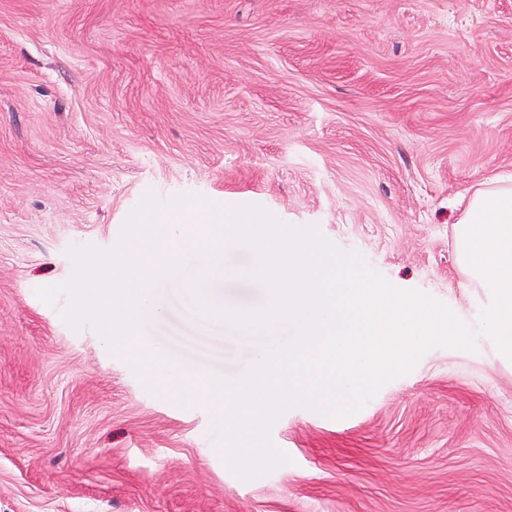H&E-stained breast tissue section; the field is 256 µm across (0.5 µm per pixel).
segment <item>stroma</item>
<instances>
[{"label": "stroma", "mask_w": 512, "mask_h": 512, "mask_svg": "<svg viewBox=\"0 0 512 512\" xmlns=\"http://www.w3.org/2000/svg\"><path fill=\"white\" fill-rule=\"evenodd\" d=\"M512 173V0H0V512H512V364L436 348L346 417L293 408L240 479L208 406L148 392L40 287L112 247L146 193L318 225L470 327L453 226ZM228 249L204 294L259 306ZM154 290L143 339L242 375L267 335Z\"/></svg>", "instance_id": "35a3bbf8"}]
</instances>
